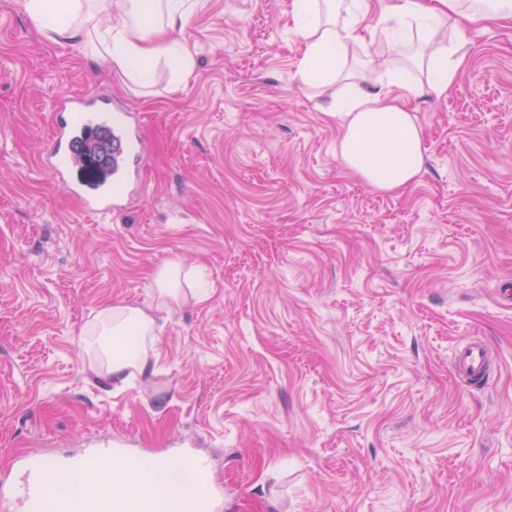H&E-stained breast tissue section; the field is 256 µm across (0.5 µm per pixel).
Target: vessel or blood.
Instances as JSON below:
<instances>
[{
  "mask_svg": "<svg viewBox=\"0 0 512 512\" xmlns=\"http://www.w3.org/2000/svg\"><path fill=\"white\" fill-rule=\"evenodd\" d=\"M84 143L97 145L107 165L105 179L94 186L79 175L76 150ZM142 151V127L133 113H114L111 101L96 91H73L62 95L56 102L50 146L42 157V165L68 195L80 203L86 215L103 216L122 208L126 187L139 176L138 163ZM487 365L488 355L483 343L472 341L457 346L453 367L460 379L471 385L482 384ZM101 458L130 469L147 463L146 458L115 448H88L72 460L54 464L30 460L25 463L11 496L0 499V512H40L39 504L47 490V470L62 474L80 469L88 474Z\"/></svg>",
  "mask_w": 512,
  "mask_h": 512,
  "instance_id": "obj_1",
  "label": "vessel or blood"
}]
</instances>
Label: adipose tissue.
<instances>
[{"label": "adipose tissue", "mask_w": 512, "mask_h": 512, "mask_svg": "<svg viewBox=\"0 0 512 512\" xmlns=\"http://www.w3.org/2000/svg\"><path fill=\"white\" fill-rule=\"evenodd\" d=\"M294 19L304 41L298 74L306 84H337L324 112L341 129L338 144L344 164L371 185L397 192L414 184L424 168L423 135L406 102L426 93L443 95L466 57L468 36L453 27L459 16L493 23L512 21V0H400L384 14V30L395 52L408 33L418 49L409 65L369 71L350 60L349 49L365 45L370 0H293ZM26 10L53 41H65L92 57L107 58L131 82L148 84L153 65L168 62L176 78L191 74L194 55L171 38L186 19L181 0H26ZM103 335L112 339L105 378L124 383L127 369L146 373V338L156 336L155 318L142 309L115 306L98 313ZM100 469L98 481L68 477L51 490L42 512H84L87 498L120 496L123 512H175L194 497L195 484H182L173 470L147 467L123 473Z\"/></svg>", "instance_id": "adipose-tissue-1"}]
</instances>
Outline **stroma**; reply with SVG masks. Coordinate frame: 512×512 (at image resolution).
Instances as JSON below:
<instances>
[{"mask_svg": "<svg viewBox=\"0 0 512 512\" xmlns=\"http://www.w3.org/2000/svg\"><path fill=\"white\" fill-rule=\"evenodd\" d=\"M195 56L146 87L0 0V470L105 444L207 460L223 512H512V25L472 23L442 97L410 100L417 183L342 161L292 0H189ZM98 90L148 155L87 216L40 165L53 105ZM191 274L159 307L169 262ZM157 316L153 371L113 387L93 317ZM489 352L485 386L452 369ZM488 365L486 347L478 341L465 342L457 346L454 357V371L460 379L470 385H479L485 381Z\"/></svg>", "mask_w": 512, "mask_h": 512, "instance_id": "1", "label": "stroma"}]
</instances>
